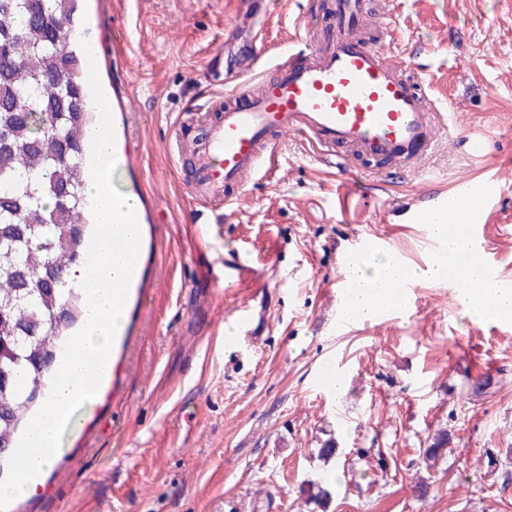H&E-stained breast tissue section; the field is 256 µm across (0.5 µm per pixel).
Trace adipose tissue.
I'll use <instances>...</instances> for the list:
<instances>
[{
  "label": "adipose tissue",
  "mask_w": 512,
  "mask_h": 512,
  "mask_svg": "<svg viewBox=\"0 0 512 512\" xmlns=\"http://www.w3.org/2000/svg\"><path fill=\"white\" fill-rule=\"evenodd\" d=\"M354 284L349 292L347 303L361 320H369L380 315L387 305L391 287L399 280L413 282L422 280L441 281L442 271L433 267L417 269L402 265L394 254L387 253L371 259L369 263L355 266ZM470 280L477 282L474 290L460 291L458 300L463 313L469 319L477 320L482 316L486 302H493L498 314L512 315V289L502 286L484 274L481 269L469 271Z\"/></svg>",
  "instance_id": "adipose-tissue-1"
}]
</instances>
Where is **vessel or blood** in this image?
<instances>
[{
    "label": "vessel or blood",
    "mask_w": 512,
    "mask_h": 512,
    "mask_svg": "<svg viewBox=\"0 0 512 512\" xmlns=\"http://www.w3.org/2000/svg\"><path fill=\"white\" fill-rule=\"evenodd\" d=\"M331 34L315 54L288 52L278 56V76L252 86L243 80L228 95L202 148L197 152L193 183L206 205L231 207L247 180L268 173L276 162L277 136L293 131L308 139L324 158L338 148L416 169L436 143L445 122L434 101L420 89L419 76L401 63L384 60V47L365 43L362 24L365 0H335ZM496 175H474L454 191L441 188L394 203L388 210L394 223L426 224L440 215L449 224L467 225L471 247L447 260L438 243L430 259L446 263V285L459 287L468 266L490 268L483 226L499 207ZM387 247L382 238L357 235L340 259L337 294H346L354 260L371 257ZM271 257H255L236 249L224 254V294L268 284ZM231 324L235 337L259 343L257 314L246 301L236 303Z\"/></svg>",
    "instance_id": "1"
}]
</instances>
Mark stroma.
Instances as JSON below:
<instances>
[{
	"label": "stroma",
	"instance_id": "35a3bbf8",
	"mask_svg": "<svg viewBox=\"0 0 512 512\" xmlns=\"http://www.w3.org/2000/svg\"><path fill=\"white\" fill-rule=\"evenodd\" d=\"M328 2L80 0V33L120 91L116 121L132 127L121 188L147 211L142 266L111 376L79 409L38 493L7 512H316L302 492L315 477L329 485L330 512H512V330L465 317L456 289L433 282L419 284L405 318L336 324L338 258L354 235L424 265L421 227L383 222L391 201L512 157V0H390L392 22L369 24L448 114L419 172L381 176L378 160L361 158L365 193L349 197L336 166L288 133L270 176L233 209L197 217L182 151L205 137L206 110L240 72L273 79L271 51L320 48ZM117 29L130 44L113 42ZM466 136L488 140V152L469 155ZM205 222L214 237H201ZM484 241L512 286V182ZM228 244L277 258L272 287L248 293L264 328L250 347L224 343ZM326 361L339 364L342 391L314 387ZM440 430L447 449L428 472L420 450ZM331 439L326 461L318 450Z\"/></svg>",
	"mask_w": 512,
	"mask_h": 512
}]
</instances>
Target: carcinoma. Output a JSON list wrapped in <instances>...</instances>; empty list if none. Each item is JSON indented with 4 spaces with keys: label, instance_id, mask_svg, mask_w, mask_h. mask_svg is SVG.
<instances>
[{
    "label": "carcinoma",
    "instance_id": "obj_1",
    "mask_svg": "<svg viewBox=\"0 0 512 512\" xmlns=\"http://www.w3.org/2000/svg\"><path fill=\"white\" fill-rule=\"evenodd\" d=\"M78 0H0V444L44 398L64 332L81 317L69 285L94 224L85 203L92 93L74 43ZM442 431L421 451L436 466ZM303 493L320 512L321 480Z\"/></svg>",
    "mask_w": 512,
    "mask_h": 512
}]
</instances>
